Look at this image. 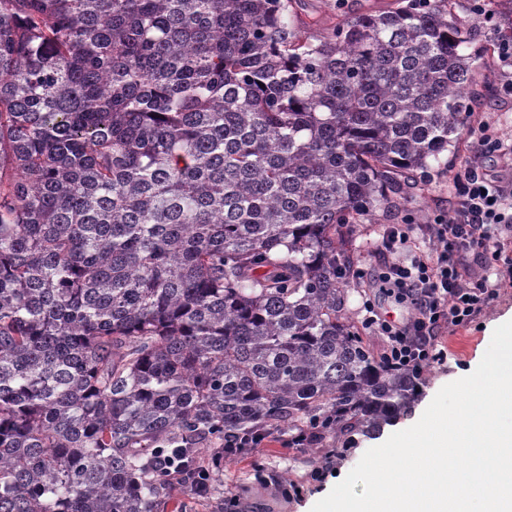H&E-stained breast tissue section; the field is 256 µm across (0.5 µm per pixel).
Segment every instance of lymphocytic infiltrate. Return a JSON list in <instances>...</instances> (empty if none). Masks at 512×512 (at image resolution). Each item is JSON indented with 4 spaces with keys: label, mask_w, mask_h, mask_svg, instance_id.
Instances as JSON below:
<instances>
[{
    "label": "lymphocytic infiltrate",
    "mask_w": 512,
    "mask_h": 512,
    "mask_svg": "<svg viewBox=\"0 0 512 512\" xmlns=\"http://www.w3.org/2000/svg\"><path fill=\"white\" fill-rule=\"evenodd\" d=\"M512 154L498 126L481 125L477 137V163L457 176L453 201L447 213L427 225L428 234L438 242L435 255L410 262L388 264L383 279L402 289L414 314L409 323L394 326L378 323L386 346L381 361L397 368L426 370L442 360L437 338L441 330H455L470 324L495 294L491 276L512 278V184L492 179L482 167L486 157ZM484 269L481 277L471 276L464 256Z\"/></svg>",
    "instance_id": "f902f5d3"
}]
</instances>
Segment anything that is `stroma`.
<instances>
[{
	"label": "stroma",
	"instance_id": "35a3bbf8",
	"mask_svg": "<svg viewBox=\"0 0 512 512\" xmlns=\"http://www.w3.org/2000/svg\"><path fill=\"white\" fill-rule=\"evenodd\" d=\"M392 0H292L297 30L305 36L331 31L345 19L390 7ZM454 11L465 20H477L487 36L512 25V0H454ZM502 64L497 49L479 60L476 81L483 97L467 118L459 148L449 157L444 169H432L421 178L419 190L405 206L396 211L376 212L350 233L347 248L353 267L363 269L360 279L343 284V309L351 331L366 341L374 355H381L385 338L365 322L366 302H374L381 315L405 318L406 304L381 291L376 276L393 259L382 249V238L390 225L412 223L409 250L417 256L435 253L437 244L425 231L426 224L447 211L453 181L470 163L482 162L494 178L512 180V158L478 159L476 137L479 126L496 122L505 138L512 141V97L499 92ZM497 295L470 325L442 336L448 351L444 364L427 370L421 396L407 416L385 427L383 434H354L342 439L327 438L320 448H287L288 434L274 431L265 447L247 448L225 459L213 475L210 499H197L189 486L170 483L158 506V512H222L224 498L238 497L236 512H311L319 500L342 481L370 448L383 444L387 435L414 425L435 394L444 385L472 373L481 362L494 329L512 318V281L502 280Z\"/></svg>",
	"mask_w": 512,
	"mask_h": 512
}]
</instances>
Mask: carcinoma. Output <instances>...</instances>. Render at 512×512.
<instances>
[{"instance_id": "obj_1", "label": "carcinoma", "mask_w": 512, "mask_h": 512, "mask_svg": "<svg viewBox=\"0 0 512 512\" xmlns=\"http://www.w3.org/2000/svg\"><path fill=\"white\" fill-rule=\"evenodd\" d=\"M0 0V512H155L157 460L381 432L422 376L342 313L344 231L448 165L453 0ZM394 0H292L295 26L303 36L331 31L345 19L391 7Z\"/></svg>"}]
</instances>
